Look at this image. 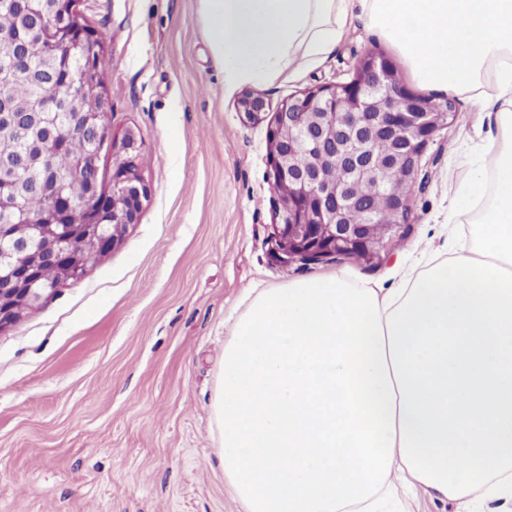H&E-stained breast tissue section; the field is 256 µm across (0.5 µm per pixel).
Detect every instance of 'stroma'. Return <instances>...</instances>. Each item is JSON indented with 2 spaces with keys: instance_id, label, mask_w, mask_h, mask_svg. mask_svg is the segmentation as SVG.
I'll use <instances>...</instances> for the list:
<instances>
[{
  "instance_id": "35a3bbf8",
  "label": "stroma",
  "mask_w": 512,
  "mask_h": 512,
  "mask_svg": "<svg viewBox=\"0 0 512 512\" xmlns=\"http://www.w3.org/2000/svg\"><path fill=\"white\" fill-rule=\"evenodd\" d=\"M106 42L112 131H139L150 192L140 221L77 282L0 331V512H243L224 479L212 401L224 342L249 297L344 274L397 287L420 240H470L466 186L494 117L463 102L421 158L404 238L364 262L288 266L270 256L268 131L278 104L350 81L391 49L356 26L319 67L256 86L259 123L238 111L197 0H80Z\"/></svg>"
}]
</instances>
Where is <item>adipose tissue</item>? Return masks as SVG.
Listing matches in <instances>:
<instances>
[{
  "instance_id": "1",
  "label": "adipose tissue",
  "mask_w": 512,
  "mask_h": 512,
  "mask_svg": "<svg viewBox=\"0 0 512 512\" xmlns=\"http://www.w3.org/2000/svg\"><path fill=\"white\" fill-rule=\"evenodd\" d=\"M224 86L294 80L354 21L415 85L495 115L467 188L492 203L472 246L432 250L402 287L338 275L258 292L224 344L213 404L244 512H388L392 477L512 512V0H198Z\"/></svg>"
}]
</instances>
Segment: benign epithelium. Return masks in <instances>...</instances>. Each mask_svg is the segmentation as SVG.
Returning a JSON list of instances; mask_svg holds the SVG:
<instances>
[{"label": "benign epithelium", "mask_w": 512, "mask_h": 512, "mask_svg": "<svg viewBox=\"0 0 512 512\" xmlns=\"http://www.w3.org/2000/svg\"><path fill=\"white\" fill-rule=\"evenodd\" d=\"M46 4L52 22L42 23L41 45L43 66L50 67L64 47V31L57 27L73 13L75 0H46ZM392 70L394 66L386 58L367 53L358 61L351 81L319 86L279 105L269 129L268 153V178L288 184L287 196L274 197L272 254L277 262L288 265L350 258L355 253L376 255L401 238L410 199L390 193V182L400 179L416 185L421 156L434 133L448 125L454 109L417 98L406 99V107L400 111L384 108L385 99H405L402 88L391 83ZM11 74L15 78L35 77L27 54H12ZM91 99L93 111L74 112L73 123L89 126L109 115L107 97L93 92ZM238 107L246 121L257 123L263 119L266 102L247 93L239 99ZM382 135L404 138L403 146L387 160L371 150ZM98 164L99 153L92 149L76 161L73 174L91 179ZM338 167L343 168L347 180L336 179ZM35 172L42 191L50 199L56 198L59 178L41 153L24 167L13 169L10 176H0V212L17 207V187ZM354 183L371 184L384 194L395 222L353 223L348 191ZM112 188L127 197L129 205L115 214L113 226L93 224L88 234L106 251L122 240V227L138 223L143 200L149 194L148 185L132 175ZM28 242L37 244L38 251L28 268L19 269L14 263V241L9 239L8 225H0V330L16 324L23 312L40 305L52 292L37 287L33 271L40 263L57 264L68 275L78 267L73 240L62 236L52 211L46 212L41 223L29 225Z\"/></svg>", "instance_id": "benign-epithelium-1"}]
</instances>
